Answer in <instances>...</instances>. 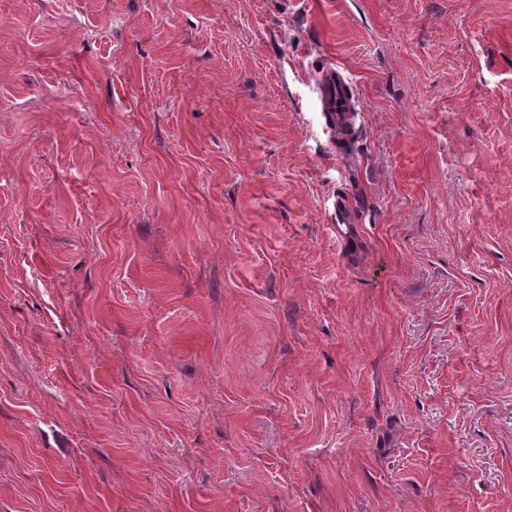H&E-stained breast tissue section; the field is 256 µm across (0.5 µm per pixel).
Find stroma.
Returning <instances> with one entry per match:
<instances>
[{
  "mask_svg": "<svg viewBox=\"0 0 512 512\" xmlns=\"http://www.w3.org/2000/svg\"><path fill=\"white\" fill-rule=\"evenodd\" d=\"M0 512H512V0H0ZM347 71L338 64H333L322 71L319 86V99L323 110L329 112L336 122V127H342L348 112L353 111V92Z\"/></svg>",
  "mask_w": 512,
  "mask_h": 512,
  "instance_id": "stroma-1",
  "label": "stroma"
}]
</instances>
